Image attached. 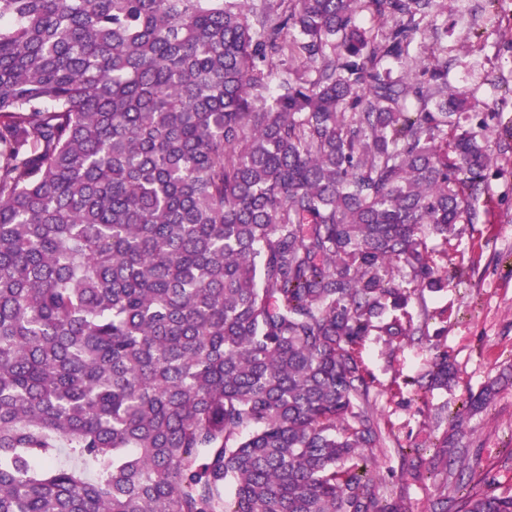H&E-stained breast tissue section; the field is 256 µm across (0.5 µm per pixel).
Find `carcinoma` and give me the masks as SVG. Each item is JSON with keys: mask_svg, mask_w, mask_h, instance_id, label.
I'll return each mask as SVG.
<instances>
[{"mask_svg": "<svg viewBox=\"0 0 512 512\" xmlns=\"http://www.w3.org/2000/svg\"><path fill=\"white\" fill-rule=\"evenodd\" d=\"M440 7L0 0V512H412L423 467L438 512H512L456 496L462 414L380 475L358 356L432 337L448 387L409 306L512 153Z\"/></svg>", "mask_w": 512, "mask_h": 512, "instance_id": "obj_1", "label": "carcinoma"}]
</instances>
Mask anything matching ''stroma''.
Masks as SVG:
<instances>
[{
    "mask_svg": "<svg viewBox=\"0 0 512 512\" xmlns=\"http://www.w3.org/2000/svg\"><path fill=\"white\" fill-rule=\"evenodd\" d=\"M487 17L483 0H448L438 16L453 61L448 83L467 97L472 111L498 112L507 121L512 95L490 80L501 74L512 81V46ZM476 208L477 219L448 248L447 288L411 304L413 312L430 315V329H444L456 367L454 383L434 390L405 385V378L418 379L430 370L434 351L428 344L405 345L392 362L375 340L360 349L374 379L378 410L394 442L406 449L431 448L436 436L428 427L431 413L441 406L455 415L471 393L512 367V160L488 170ZM462 444L497 491L512 492V383L468 422Z\"/></svg>",
    "mask_w": 512,
    "mask_h": 512,
    "instance_id": "obj_1",
    "label": "stroma"
}]
</instances>
